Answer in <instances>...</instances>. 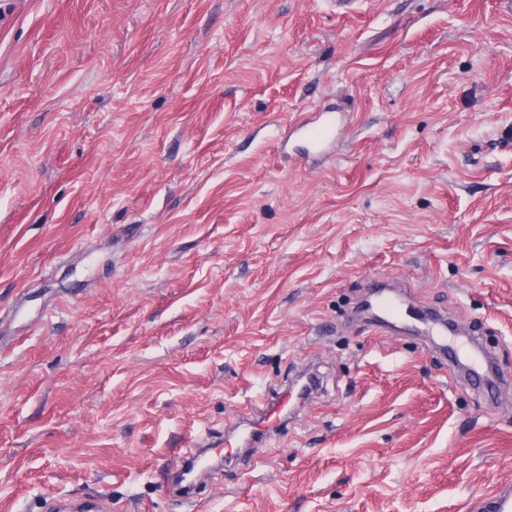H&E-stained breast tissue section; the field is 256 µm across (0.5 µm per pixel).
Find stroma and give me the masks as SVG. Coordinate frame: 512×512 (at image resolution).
Wrapping results in <instances>:
<instances>
[{
    "mask_svg": "<svg viewBox=\"0 0 512 512\" xmlns=\"http://www.w3.org/2000/svg\"><path fill=\"white\" fill-rule=\"evenodd\" d=\"M343 112L330 155L284 149ZM479 330L487 397L371 280ZM311 359L319 397L196 510L158 475ZM512 483L501 0H0V499L465 512Z\"/></svg>",
    "mask_w": 512,
    "mask_h": 512,
    "instance_id": "obj_1",
    "label": "stroma"
}]
</instances>
